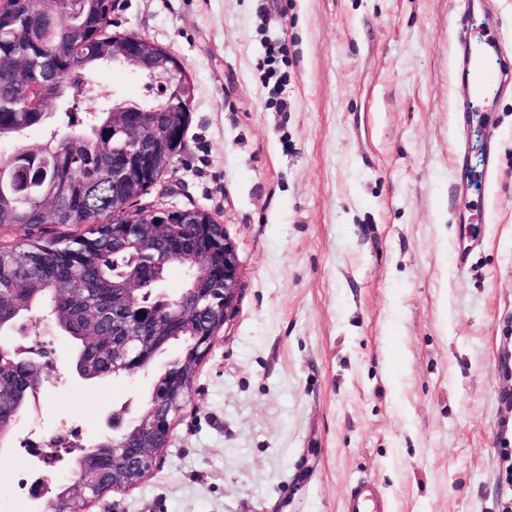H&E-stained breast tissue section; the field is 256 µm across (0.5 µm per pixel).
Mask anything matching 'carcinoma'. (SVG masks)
Masks as SVG:
<instances>
[{"label": "carcinoma", "mask_w": 512, "mask_h": 512, "mask_svg": "<svg viewBox=\"0 0 512 512\" xmlns=\"http://www.w3.org/2000/svg\"><path fill=\"white\" fill-rule=\"evenodd\" d=\"M111 0H65L48 11L35 0H9L11 13L23 20L19 33L7 29L0 37V144L20 143L27 132L45 131L34 148L16 149L0 156V229L12 226L53 224L85 227L64 237L4 245L0 243V336L25 331L24 321L35 310L46 317L75 346L73 365L87 366V379L106 382L112 375V330L145 336L149 352L136 364L137 371L151 367L173 342L180 346L177 359L161 368L150 402L159 414L175 416L183 396L171 386L175 375L192 385L195 371L179 369L186 348L196 336H217L224 318L199 312L172 319L185 291L171 295L163 288L170 271L180 268L188 288L224 287V225L208 213L204 224H152L141 251L130 246L125 217H112V193L119 202L147 194L148 185L134 182L112 189L106 172L112 162L133 150L137 143L122 129L124 109L141 119L139 135L147 141L181 124L173 111L182 80L171 79L169 95L143 103H117L120 111H96L79 106L81 80L105 63L123 59L113 49L125 36L107 32L112 25L106 4ZM48 38L33 44L43 33ZM44 64L59 78L47 99L66 103L59 112L23 111V89L30 71ZM184 305V304H182ZM184 309H190L185 304ZM0 425L9 426L28 406L40 386L44 370L38 349L20 358L0 343ZM166 445V430L144 433L137 421L100 438L87 459L102 491L138 483L143 471H128L119 457L137 454L143 444ZM81 497L69 500L58 490L49 512H71Z\"/></svg>", "instance_id": "carcinoma-1"}]
</instances>
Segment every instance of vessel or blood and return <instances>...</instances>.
I'll return each instance as SVG.
<instances>
[{
  "label": "vessel or blood",
  "instance_id": "vessel-or-blood-1",
  "mask_svg": "<svg viewBox=\"0 0 512 512\" xmlns=\"http://www.w3.org/2000/svg\"><path fill=\"white\" fill-rule=\"evenodd\" d=\"M457 32L455 57L456 106L466 131L485 129L490 114L484 106L494 94L512 93V62L502 57L496 9L491 0H466L454 20ZM499 148L485 139L482 168L473 171L461 165L454 186L464 205L455 212L460 238L477 242L483 205L472 198L475 180H490L498 171ZM345 512H386V503L378 488L370 482H355L345 500Z\"/></svg>",
  "mask_w": 512,
  "mask_h": 512
}]
</instances>
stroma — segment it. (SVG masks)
<instances>
[{
    "mask_svg": "<svg viewBox=\"0 0 512 512\" xmlns=\"http://www.w3.org/2000/svg\"><path fill=\"white\" fill-rule=\"evenodd\" d=\"M460 2L112 0L113 32L149 38L193 85L184 146L139 207L212 213L241 275L159 463L89 512H342L358 479L391 512H503L512 500V96L487 102L499 173L461 268ZM88 90L148 96L126 66ZM33 344L49 354V396L0 450V512H35L17 486L40 465L25 440L76 430L54 466L69 477L112 411L143 414L156 376H73L70 339L36 315L15 340Z\"/></svg>",
    "mask_w": 512,
    "mask_h": 512,
    "instance_id": "1",
    "label": "stroma"
}]
</instances>
